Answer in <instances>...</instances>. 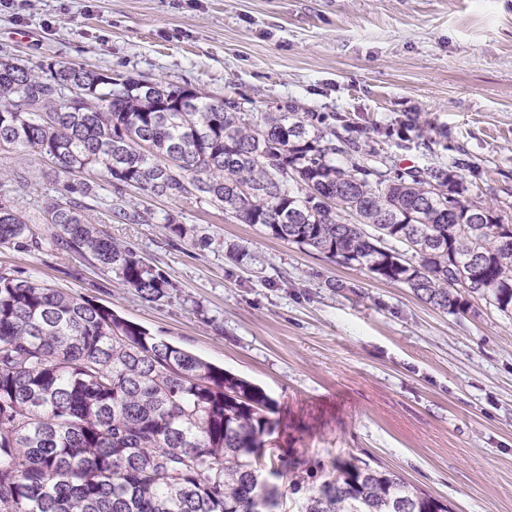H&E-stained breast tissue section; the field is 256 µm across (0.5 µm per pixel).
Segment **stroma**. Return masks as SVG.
Instances as JSON below:
<instances>
[{"instance_id":"35a3bbf8","label":"stroma","mask_w":512,"mask_h":512,"mask_svg":"<svg viewBox=\"0 0 512 512\" xmlns=\"http://www.w3.org/2000/svg\"><path fill=\"white\" fill-rule=\"evenodd\" d=\"M0 57L58 60L189 87L253 112L344 116L398 167L459 162L512 219V0H0ZM416 120L431 155L382 130ZM36 219L69 178L0 154V180ZM146 224L114 241L167 274L147 302L74 254L0 247V270L31 276L262 387L273 399L268 455L300 512L337 461L400 474L452 512H512V315L449 314L409 288L225 218L192 199H145ZM194 239L171 244L161 217ZM248 254L235 263L226 251Z\"/></svg>"}]
</instances>
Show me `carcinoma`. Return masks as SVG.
Here are the masks:
<instances>
[{
	"mask_svg": "<svg viewBox=\"0 0 512 512\" xmlns=\"http://www.w3.org/2000/svg\"><path fill=\"white\" fill-rule=\"evenodd\" d=\"M187 88L146 86L65 61L0 60V151L45 157L64 185L39 232L8 195L0 246L90 258L146 301L164 271L92 223L140 224L128 197L189 196L268 236L403 284L449 314L478 299L512 312V224L472 200L451 166L401 169L319 112L248 113ZM397 147L430 150L418 133ZM348 165H336V156ZM169 241L194 229L167 213ZM272 399L258 385L152 335L110 307L0 273V512H276L262 462ZM303 512H450L388 469L336 465Z\"/></svg>",
	"mask_w": 512,
	"mask_h": 512,
	"instance_id": "obj_1",
	"label": "carcinoma"
}]
</instances>
